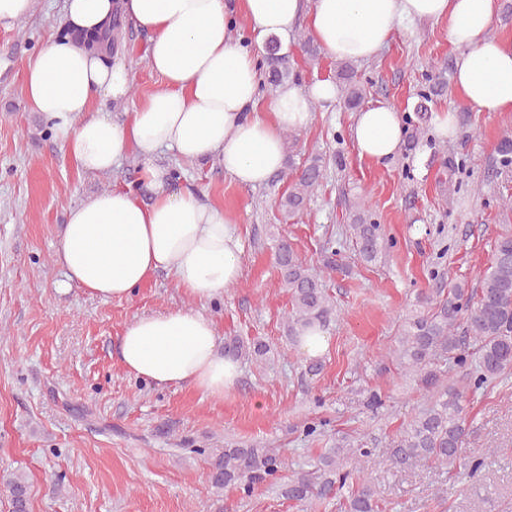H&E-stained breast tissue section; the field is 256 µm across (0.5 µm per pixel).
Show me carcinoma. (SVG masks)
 <instances>
[{
    "label": "carcinoma",
    "mask_w": 512,
    "mask_h": 512,
    "mask_svg": "<svg viewBox=\"0 0 512 512\" xmlns=\"http://www.w3.org/2000/svg\"><path fill=\"white\" fill-rule=\"evenodd\" d=\"M122 40V27L113 17L105 30L90 39L110 58ZM268 78L272 85L290 79L284 56L274 36L265 45ZM445 70L425 75L427 91L420 94L423 103L416 107L426 112V103L447 87ZM336 82L344 93V104L353 110L362 103V91L356 72L348 60L336 64ZM499 163L512 167V138L503 137L498 146ZM292 180L279 200L284 218L298 215L307 201L322 186L326 164L322 155L309 156L299 168L288 154ZM350 235L363 262L376 261L385 251L379 224L369 210L361 207L349 225ZM275 260L291 301L288 335L293 341L314 325H324L333 313V305L324 285V276L299 256L284 236L278 238ZM437 297L421 296L423 311L406 319L398 330L396 345L390 351L399 365L429 396L425 407L389 443V459L397 465L417 467L427 463L455 468L464 460L467 428L463 417L469 388H480L512 370V233L505 232L495 241L492 260L480 277V288L472 291L462 282L448 283V289H435ZM463 335H458V330ZM476 346L475 369L468 371L465 340ZM271 348L260 339L234 336L224 342V357L266 362ZM462 369L461 379L448 381L447 364ZM373 450L346 437L336 439L333 448L320 456L312 470L296 475L285 487V496L295 502L326 500L338 495L347 484L351 471L359 472L371 462ZM352 470H345V466ZM288 468V459L268 448L226 442L215 448L209 459V484L216 493L237 488L247 494L261 485H274L279 473ZM8 493L11 512H28L29 486L25 478L14 474L1 478ZM341 512H378L371 486L363 482L351 489L340 504Z\"/></svg>",
    "instance_id": "carcinoma-1"
}]
</instances>
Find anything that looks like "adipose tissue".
<instances>
[{
	"label": "adipose tissue",
	"instance_id": "obj_1",
	"mask_svg": "<svg viewBox=\"0 0 512 512\" xmlns=\"http://www.w3.org/2000/svg\"><path fill=\"white\" fill-rule=\"evenodd\" d=\"M302 0H123L124 14L152 37L146 63L161 80L124 119L93 110L95 99L128 98L133 76L80 43L101 32L112 0H63L70 38L49 40L27 61L30 109L50 125L61 150L87 174L112 173L136 156L138 179L71 207L54 255L69 279L103 300L131 299L150 273L168 272L193 302L205 304L236 285L242 248L222 208L174 184L164 153L183 163L219 159L226 174L260 186L284 166V135L307 127L312 106L332 104L337 89L322 80L259 101L263 72L255 48L286 35ZM499 0H314L309 28L334 58L373 59L402 23L448 24L459 48L454 88L478 112H512V41L490 36ZM242 17L255 47L233 34ZM352 139L361 157L380 163L399 150L395 107L357 112ZM119 357L127 373L158 387L188 386L223 400L239 365L218 350L214 322L187 309L138 314L126 324Z\"/></svg>",
	"mask_w": 512,
	"mask_h": 512
}]
</instances>
